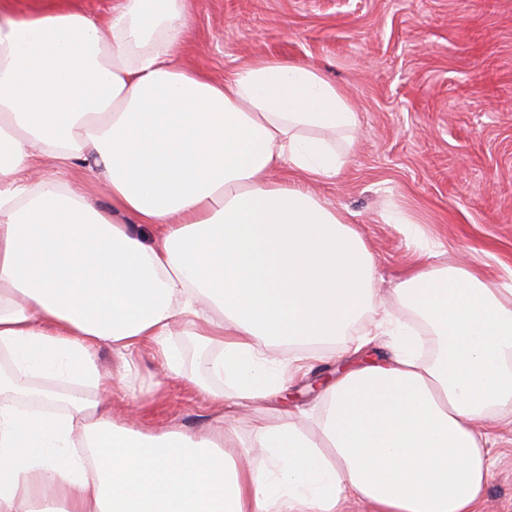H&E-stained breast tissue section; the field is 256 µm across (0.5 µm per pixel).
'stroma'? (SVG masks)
<instances>
[{"label":"stroma","mask_w":512,"mask_h":512,"mask_svg":"<svg viewBox=\"0 0 512 512\" xmlns=\"http://www.w3.org/2000/svg\"><path fill=\"white\" fill-rule=\"evenodd\" d=\"M255 58L319 68L357 112L356 149L317 192L358 224L393 317L410 316L392 290L418 255L411 237L381 220L393 206L440 243L435 264L466 262L512 284V0H194L179 62L220 80ZM175 342L183 376L136 349L135 371L103 397L113 419L132 392L147 406V428L212 425L210 405L187 382L201 354L186 337ZM340 364L326 355L276 408L315 424L323 401L311 386ZM489 435L498 462L482 512H512V422Z\"/></svg>","instance_id":"35a3bbf8"}]
</instances>
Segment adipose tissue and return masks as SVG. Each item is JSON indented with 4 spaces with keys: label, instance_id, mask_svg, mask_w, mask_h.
<instances>
[{
    "label": "adipose tissue",
    "instance_id": "adipose-tissue-1",
    "mask_svg": "<svg viewBox=\"0 0 512 512\" xmlns=\"http://www.w3.org/2000/svg\"><path fill=\"white\" fill-rule=\"evenodd\" d=\"M193 3L118 0L102 24L0 0V512H479L487 428L512 409V285L435 265L421 243L394 290L413 322H380L389 353L327 383L315 426L269 415L309 370L273 348L319 356L375 301L358 226L314 191L347 162L358 115L299 62L221 82L177 64ZM43 158L65 179L27 186ZM179 332L208 351L190 382L218 414L210 431L144 429L135 402L119 424L35 387L111 389L103 345L125 371L149 346L181 375Z\"/></svg>",
    "mask_w": 512,
    "mask_h": 512
}]
</instances>
